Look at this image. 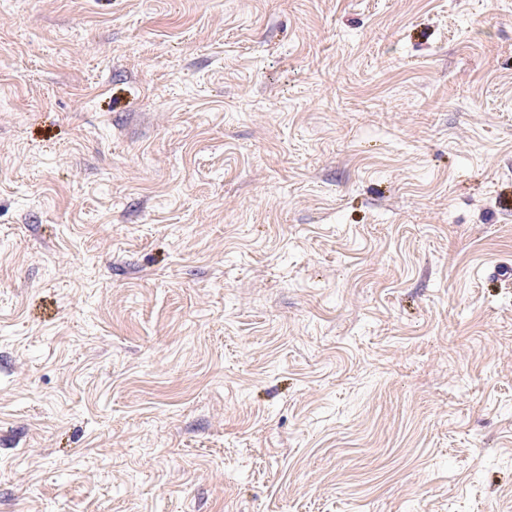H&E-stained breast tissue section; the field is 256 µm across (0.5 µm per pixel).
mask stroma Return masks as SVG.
I'll list each match as a JSON object with an SVG mask.
<instances>
[{"instance_id":"35a3bbf8","label":"stroma","mask_w":512,"mask_h":512,"mask_svg":"<svg viewBox=\"0 0 512 512\" xmlns=\"http://www.w3.org/2000/svg\"><path fill=\"white\" fill-rule=\"evenodd\" d=\"M512 0H0V512H512Z\"/></svg>"}]
</instances>
